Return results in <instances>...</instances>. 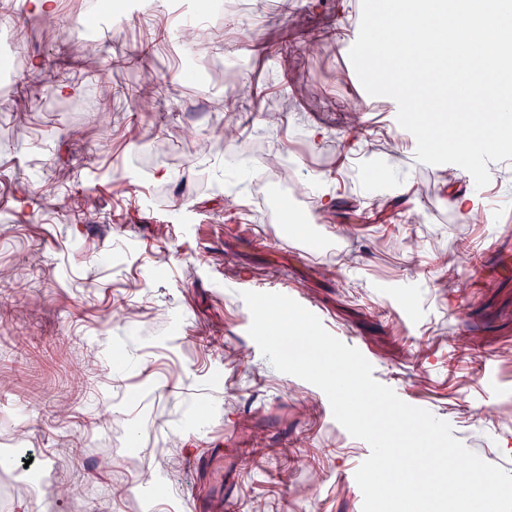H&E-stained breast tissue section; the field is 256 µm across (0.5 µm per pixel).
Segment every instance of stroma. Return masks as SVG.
Wrapping results in <instances>:
<instances>
[{"instance_id": "35a3bbf8", "label": "stroma", "mask_w": 512, "mask_h": 512, "mask_svg": "<svg viewBox=\"0 0 512 512\" xmlns=\"http://www.w3.org/2000/svg\"><path fill=\"white\" fill-rule=\"evenodd\" d=\"M167 2L120 17L57 0L54 26L11 16L0 31L26 77L0 91V512H191L224 495L234 512H362L369 445L262 355L247 290L295 299L512 473V207L470 224L448 203L512 196V160L480 189L417 161L396 102L368 95L350 61L359 0H223L207 20L223 45L142 55L146 28L179 21ZM146 78L150 100L123 95ZM249 82L271 96H243ZM228 126L253 162L240 183L269 179L259 149L295 151L303 224L221 192ZM138 137L169 142L171 160L139 175ZM378 181L396 185L391 204ZM209 448L222 455L202 475L189 457ZM150 472L166 498H149Z\"/></svg>"}]
</instances>
